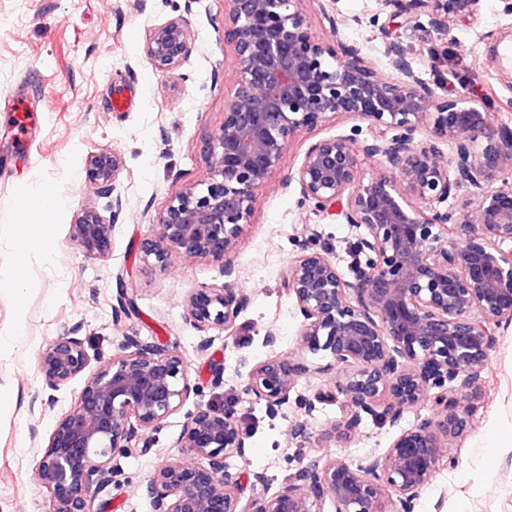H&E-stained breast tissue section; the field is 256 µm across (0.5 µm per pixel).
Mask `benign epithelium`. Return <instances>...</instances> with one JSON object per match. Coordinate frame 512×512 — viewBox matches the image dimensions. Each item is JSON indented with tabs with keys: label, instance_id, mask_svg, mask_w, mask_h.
<instances>
[{
	"label": "benign epithelium",
	"instance_id": "1",
	"mask_svg": "<svg viewBox=\"0 0 512 512\" xmlns=\"http://www.w3.org/2000/svg\"><path fill=\"white\" fill-rule=\"evenodd\" d=\"M386 2L406 23L426 18L445 40L476 0ZM224 48L233 58V90L223 122L199 145L210 176L171 195L156 235L142 244L144 256L161 267L173 257L224 260V286L196 289L187 312L193 326L229 339L248 304L230 254L289 142L330 114L382 127L372 141L336 135L315 142L288 177L316 214L340 216L362 233L345 274L320 233L301 225L284 286L303 318L304 347L330 352L343 372L336 391L347 430L364 413L392 427L425 404L435 413L417 416L385 452L358 463L304 458L273 491L264 472L245 479L229 472V459L246 455L234 408L200 404L176 442L190 461H163L149 477L153 512H414L470 424V410L448 384L481 380L495 337L512 324V128L491 120L488 99L439 95L396 43L393 72L385 73L356 46L314 40L301 0H227ZM144 52L157 70L178 68L190 54L186 21L152 28ZM119 168L116 155L92 154L86 176L109 193ZM123 208L118 195L110 220L84 210L71 225L73 239L108 256ZM79 330L38 354L49 389L83 378L47 446L36 450L35 479L51 492L47 512H94L89 486H109L117 458L149 452L165 420L197 393L187 358L151 342L127 339L87 372ZM307 372L271 355L249 370L244 389L273 413L293 400L309 416L315 404L297 392Z\"/></svg>",
	"mask_w": 512,
	"mask_h": 512
}]
</instances>
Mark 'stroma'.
<instances>
[{
    "label": "stroma",
    "instance_id": "35a3bbf8",
    "mask_svg": "<svg viewBox=\"0 0 512 512\" xmlns=\"http://www.w3.org/2000/svg\"><path fill=\"white\" fill-rule=\"evenodd\" d=\"M321 4L302 0L315 40L327 42L340 33L382 68L389 63L390 43L399 42L424 80L476 82L503 104L495 122L512 126V69L497 63L501 46L512 44V17L504 15L502 0H479L473 13L459 18L447 40V60L435 63L422 55L440 42L427 22L403 23L380 0H337L329 17ZM224 7L225 0H0V158L8 160V174L0 178V278L11 276L17 263L25 265L22 294L0 293V328L20 329L14 349L0 358V388L16 394L14 402L0 406V512H46L49 506V491L34 478V451L47 445L83 381L49 391L37 358L46 343L75 325L88 352L105 360L129 336L177 349L200 389L167 418L150 453L122 458L120 476L105 490L90 487L100 512H152L147 480L162 460L181 458L175 443L187 414L201 402H232L247 434V453L231 459V471L266 473L275 488L304 456L325 453L356 462L384 452L398 433L368 417L356 431L341 429L340 405L330 401H318L309 417L292 403L273 414L242 386L257 362L278 353L308 366L299 393L316 398L335 390L330 354L303 347L302 317L283 276L299 250L301 225L318 227L342 267L357 232L339 218L318 219L288 177L311 144L350 133L358 127L355 119L336 114L299 133L275 180L257 192L252 224L231 255L237 286L249 298L233 340L216 328L193 327L186 311L196 289L223 287L220 261L177 259L162 269L141 251L172 193L210 175L198 145L222 123L233 79L231 56L224 51ZM174 18L186 21L190 54L178 68L161 72L145 56L146 35ZM490 30L491 40L485 37ZM120 90L133 95L130 111L111 109ZM13 94L25 95L36 117L23 141L15 139L5 107ZM361 130L368 139L377 134L367 126ZM101 152L121 160L108 193L86 177L87 157ZM39 192L64 207L29 210L26 223L46 225L47 231L16 241L14 209ZM116 194L127 205L112 231V250L104 258L88 254L71 238L70 226L86 208L110 216ZM123 284L134 289L137 309L119 318L114 308ZM269 331L277 337L271 347L264 342ZM206 338L210 348L199 351ZM217 364L224 369L218 388L212 377ZM451 389L473 408L470 429L450 449L457 467L437 473L415 512H512V327L497 336L482 380L473 384L461 377ZM47 398L51 406L31 411L32 400ZM303 416L313 433H325L324 441L292 440L290 426Z\"/></svg>",
    "mask_w": 512,
    "mask_h": 512
}]
</instances>
